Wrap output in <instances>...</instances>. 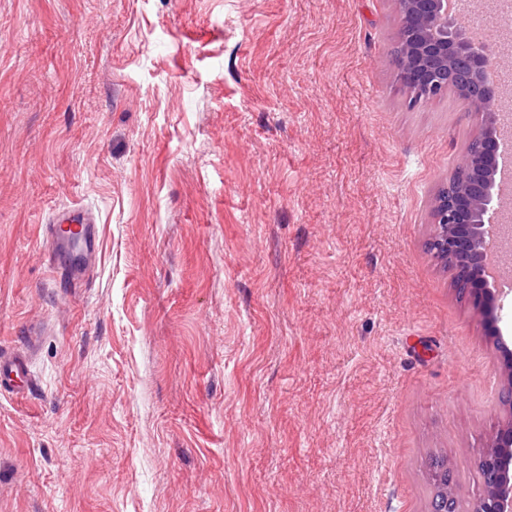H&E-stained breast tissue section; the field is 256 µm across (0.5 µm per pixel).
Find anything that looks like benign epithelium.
I'll use <instances>...</instances> for the list:
<instances>
[{"label":"benign epithelium","instance_id":"obj_1","mask_svg":"<svg viewBox=\"0 0 512 512\" xmlns=\"http://www.w3.org/2000/svg\"><path fill=\"white\" fill-rule=\"evenodd\" d=\"M406 4L401 23L408 34L407 54L392 62L398 80L410 88L431 91L458 85L465 119L490 111L498 91L488 79L489 55L475 47L470 33L457 24L451 0H406ZM480 141L478 151L466 158L475 170V182L467 193L434 200L435 232L429 247L455 255L463 264L459 286L482 298L491 296L496 285V260L486 241L492 225L505 222V217L492 205L501 193L494 129H488ZM450 224L458 225L460 232L448 233ZM497 448L482 459L489 486L479 512H512V425L500 430Z\"/></svg>","mask_w":512,"mask_h":512}]
</instances>
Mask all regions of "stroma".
<instances>
[{"label":"stroma","mask_w":512,"mask_h":512,"mask_svg":"<svg viewBox=\"0 0 512 512\" xmlns=\"http://www.w3.org/2000/svg\"><path fill=\"white\" fill-rule=\"evenodd\" d=\"M397 0H0V512H427L512 418V298L429 212L484 117L408 108ZM99 228L78 290L43 227ZM40 329L27 350L29 329ZM96 218L88 209L74 207L57 212L51 219V224L44 227V237L47 248L44 253L45 261L54 277L60 280L65 288H81L86 274L81 262L73 264L67 254L70 248V237L63 231L71 229L77 233L83 257L97 254L99 229L95 224ZM68 224H72L70 226ZM77 230H76V229ZM31 382L28 357L25 354H0V391L24 395ZM429 476H430V490H429V503L431 505L438 504L440 501H444L448 498V495L452 496L458 503L459 508L467 511L474 507L475 501L465 499L459 489L461 487L460 476L457 472L448 467V457L443 453H434L430 455L429 462ZM429 505L428 511L436 512H453V508L445 506L443 509L432 508Z\"/></svg>","instance_id":"1"}]
</instances>
